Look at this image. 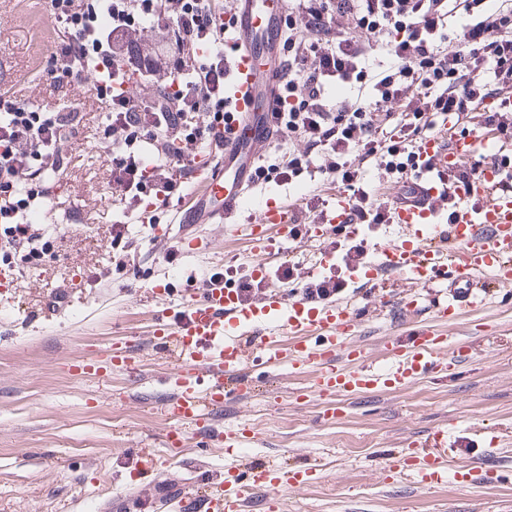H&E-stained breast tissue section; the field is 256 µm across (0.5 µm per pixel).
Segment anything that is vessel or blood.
I'll list each match as a JSON object with an SVG mask.
<instances>
[{"label": "vessel or blood", "instance_id": "vessel-or-blood-1", "mask_svg": "<svg viewBox=\"0 0 512 512\" xmlns=\"http://www.w3.org/2000/svg\"><path fill=\"white\" fill-rule=\"evenodd\" d=\"M280 4L265 0H229L219 20L230 36L224 56L233 68V81L224 96L229 107L224 134V158L217 167L201 166L197 192L187 193L172 218L175 224H220L225 234L237 225L250 228L256 256L249 274L269 284L256 298L225 286L223 276L192 293L173 318H155L151 334L170 351L173 368L163 377L168 394L163 411L173 422L165 435L169 448L219 446L242 454L243 429L231 424L216 427L214 417L225 406L248 398L254 389L252 372L281 370L309 372L314 393L332 399L360 396L377 389L399 390L429 374L449 371L453 342L444 327L460 314L453 302L435 303L438 327L419 326L409 340L387 336L382 347L389 355L384 369L367 366L368 352L358 337L362 323L350 302L317 303L301 293H287L270 285L265 257L273 240H289L299 204L272 198L256 201L251 169L274 146L282 123L281 67L284 39ZM486 135L467 134L442 145L428 138L422 148L432 157V169L422 170L420 200L394 207L390 221L401 236L376 251L375 259L352 267L351 280H374L390 272L418 286L444 279L452 287L468 289L470 309H478L491 289L512 286V195H491L490 186L502 177L500 169L485 168L482 179L460 187L452 223L441 224L428 209L426 198L442 189L449 168L498 151ZM480 207H472V200ZM448 430L441 427L411 440L398 451L400 462L425 487L442 482L448 464L441 450ZM315 478L310 469H254L249 479L227 476L207 501L209 512H238L246 498L262 495L280 503L281 494L300 489Z\"/></svg>", "mask_w": 512, "mask_h": 512}]
</instances>
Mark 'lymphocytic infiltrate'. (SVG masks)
Instances as JSON below:
<instances>
[{"instance_id":"obj_1","label":"lymphocytic infiltrate","mask_w":512,"mask_h":512,"mask_svg":"<svg viewBox=\"0 0 512 512\" xmlns=\"http://www.w3.org/2000/svg\"><path fill=\"white\" fill-rule=\"evenodd\" d=\"M222 0H49L53 51L41 71L53 89L99 81L95 100L108 112L99 143L112 195L143 223L181 195L196 148L220 141L224 125ZM283 50L288 83L283 118L288 147L280 165L257 164L256 180L277 175L320 182L346 200L349 221L371 228L394 203L417 195L424 142L459 129L504 146L492 164L498 189L512 192V0H291ZM162 31L165 48L145 50ZM391 57L373 69L376 48ZM151 85L143 99L132 81ZM347 88L337 98L332 87ZM81 116L60 101L36 105L0 90V259L28 264L43 256L37 225L18 221L30 201L51 203ZM483 160L448 171V188L428 205L452 221L456 187L478 180ZM335 267L303 285L310 300H333L348 286L344 269L368 261L365 237L335 229Z\"/></svg>"}]
</instances>
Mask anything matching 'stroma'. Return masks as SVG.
<instances>
[{
	"instance_id": "stroma-1",
	"label": "stroma",
	"mask_w": 512,
	"mask_h": 512,
	"mask_svg": "<svg viewBox=\"0 0 512 512\" xmlns=\"http://www.w3.org/2000/svg\"><path fill=\"white\" fill-rule=\"evenodd\" d=\"M21 8L20 0H0V86L28 83L27 100L39 104L49 87L33 79L29 57L50 56L52 46L34 45L15 25ZM75 102L83 125L53 178L62 207L45 219L31 212L41 220L47 253L0 279V512H128L127 496L139 497L141 512H207L201 462L217 482L265 463L316 468V480L283 493L285 512H512V287L449 327L461 354L452 374L353 396L335 413L331 400L301 396L309 377L260 372L254 395L215 417L217 425L244 428L243 457L162 447L167 364L150 339L153 315L174 314L213 274L237 285L256 256L243 230L228 237L223 225H198L202 252L189 256L179 227L162 243L156 226L125 220L98 145L105 113L89 87ZM118 234L131 243L122 271L110 247ZM413 292L396 275L346 288V297L365 306L360 335L375 363L385 360L382 337L410 333L399 302ZM117 343L144 360L143 378L112 370ZM87 361L108 378L80 373L77 363ZM443 425L457 463H480L498 480L427 488L396 466L404 440ZM142 448L157 449L153 463L139 456ZM193 484L199 499L179 506L177 494Z\"/></svg>"
}]
</instances>
